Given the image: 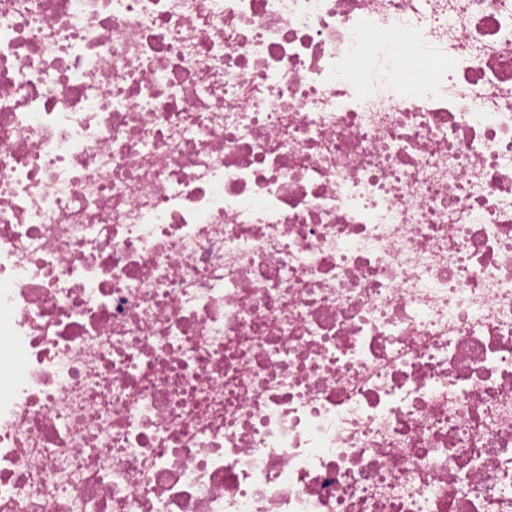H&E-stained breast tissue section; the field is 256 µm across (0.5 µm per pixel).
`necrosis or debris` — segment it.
<instances>
[{"label": "necrosis or debris", "mask_w": 512, "mask_h": 512, "mask_svg": "<svg viewBox=\"0 0 512 512\" xmlns=\"http://www.w3.org/2000/svg\"><path fill=\"white\" fill-rule=\"evenodd\" d=\"M0 512H512V0H0Z\"/></svg>", "instance_id": "1"}]
</instances>
